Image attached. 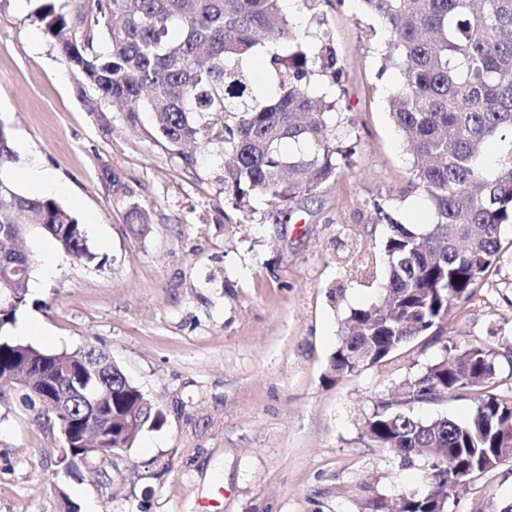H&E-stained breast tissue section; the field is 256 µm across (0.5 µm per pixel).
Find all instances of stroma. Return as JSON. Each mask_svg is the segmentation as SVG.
Masks as SVG:
<instances>
[{
	"label": "stroma",
	"instance_id": "stroma-1",
	"mask_svg": "<svg viewBox=\"0 0 512 512\" xmlns=\"http://www.w3.org/2000/svg\"><path fill=\"white\" fill-rule=\"evenodd\" d=\"M40 0H0V122L15 160L0 171L23 193L39 165L59 183L55 197L83 224L99 264L66 256L40 229L25 240L38 262L27 304L5 334L34 321L46 351H106L163 414L133 448L63 474V441L38 420L23 392L0 386V512H63L59 490L81 512H363L368 499H395L426 486L420 465L377 448L364 422L439 347L414 341L347 377L328 366L352 309L380 298L351 254L379 253L385 201L402 223L432 218L408 192L412 156L391 123L387 99L399 75L385 66L383 25L359 0H330L319 19L296 5L293 21L330 31L343 69L341 110L360 149L335 181L299 200L290 218L264 203L233 209L220 160L181 159L131 129L118 107L94 110L93 91L64 63L36 18ZM115 173L130 197L112 192ZM147 213L126 224L127 201ZM448 340L496 349L491 389L512 401V231L481 288L453 305ZM512 504V460L461 486L453 512H503Z\"/></svg>",
	"mask_w": 512,
	"mask_h": 512
}]
</instances>
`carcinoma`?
Listing matches in <instances>:
<instances>
[{
    "label": "carcinoma",
    "mask_w": 512,
    "mask_h": 512,
    "mask_svg": "<svg viewBox=\"0 0 512 512\" xmlns=\"http://www.w3.org/2000/svg\"><path fill=\"white\" fill-rule=\"evenodd\" d=\"M97 31L76 36L82 14L44 0L36 17L99 101L123 107L134 130L140 113L156 116L150 134L188 167L215 151L224 156V192L249 215L264 201L283 217L304 196L336 179L357 153L340 112L342 70L331 35L300 32L281 0H93ZM385 28L389 58L401 81L390 115L413 156L407 190L419 193L433 222L416 230L380 203L384 301L351 310L329 372L342 378L423 337L442 354L401 398L381 397L365 435L401 458L423 460L428 489L383 498L366 512H450L457 476L487 472L512 458V402L489 389L497 355L485 344L450 348L451 305L469 298L502 258L501 230L512 225V0H361ZM269 59L266 78L253 66ZM0 169L14 159L0 130ZM500 142L494 165L482 145ZM72 259H97L76 217L52 197H28L0 178V332L27 303L35 255L19 249L30 225ZM100 349L75 354L65 379L72 423L91 408L101 457L127 451L161 412L117 362L93 369ZM31 344L0 335V365L28 360L33 390L56 381L54 362ZM468 398L466 422L422 420L414 406L441 396Z\"/></svg>",
    "instance_id": "1"
}]
</instances>
